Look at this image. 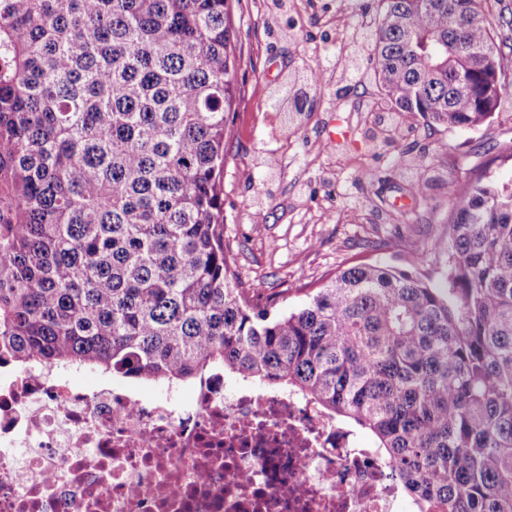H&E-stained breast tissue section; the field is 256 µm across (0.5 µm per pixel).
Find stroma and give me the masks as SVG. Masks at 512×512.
<instances>
[{
	"instance_id": "stroma-1",
	"label": "stroma",
	"mask_w": 512,
	"mask_h": 512,
	"mask_svg": "<svg viewBox=\"0 0 512 512\" xmlns=\"http://www.w3.org/2000/svg\"><path fill=\"white\" fill-rule=\"evenodd\" d=\"M377 0H229L237 92L224 145V249L244 288L286 292L287 306L329 273L359 263L415 265L436 278L441 263L429 243L448 235L449 185L479 165L512 178V71L504 107L476 130L431 128L402 117V136L379 149L363 139L385 104L370 79L335 98L332 66L361 20H375ZM322 70L323 87L296 127H284L268 96L288 74ZM421 156L416 169L407 159ZM277 161L275 170L261 164Z\"/></svg>"
}]
</instances>
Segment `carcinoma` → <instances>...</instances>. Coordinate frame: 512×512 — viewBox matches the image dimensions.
Here are the masks:
<instances>
[{"instance_id":"1","label":"carcinoma","mask_w":512,"mask_h":512,"mask_svg":"<svg viewBox=\"0 0 512 512\" xmlns=\"http://www.w3.org/2000/svg\"><path fill=\"white\" fill-rule=\"evenodd\" d=\"M482 2L379 0L392 111L491 122L512 17ZM235 74L228 0H0V366L257 378L370 432L415 512H512V179L451 187L437 282L357 264L278 309L224 253Z\"/></svg>"}]
</instances>
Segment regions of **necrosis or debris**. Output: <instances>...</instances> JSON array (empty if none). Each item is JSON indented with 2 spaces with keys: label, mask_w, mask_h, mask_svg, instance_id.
<instances>
[{
  "label": "necrosis or debris",
  "mask_w": 512,
  "mask_h": 512,
  "mask_svg": "<svg viewBox=\"0 0 512 512\" xmlns=\"http://www.w3.org/2000/svg\"><path fill=\"white\" fill-rule=\"evenodd\" d=\"M389 461L283 390L191 401L33 365L0 381V512H402Z\"/></svg>",
  "instance_id": "obj_1"
}]
</instances>
